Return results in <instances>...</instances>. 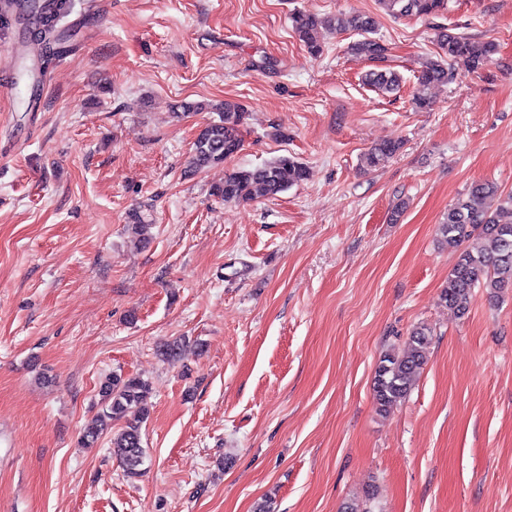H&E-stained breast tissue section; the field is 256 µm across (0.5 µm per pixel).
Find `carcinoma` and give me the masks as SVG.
Here are the masks:
<instances>
[{
	"mask_svg": "<svg viewBox=\"0 0 512 512\" xmlns=\"http://www.w3.org/2000/svg\"><path fill=\"white\" fill-rule=\"evenodd\" d=\"M379 3L394 17L431 16L448 9V0H379ZM29 8L43 16L34 42L47 63L54 55L55 22L67 13L69 0H57V9L50 17L44 16L45 7L36 0ZM291 22L299 40L313 55L323 51L321 30L324 27L358 35L351 50L373 63V68L365 74L366 84L382 92H392L399 86V76L389 64L388 48L375 37L372 16L338 13L322 20L298 12L291 16ZM437 45L443 56L426 63L413 94L414 104L420 109L430 107L429 88L453 80L459 68L469 72L482 69L497 53L493 41L476 42L445 28L438 30ZM193 112H215L217 118L199 129L188 160L189 171H201L234 156L242 143L241 130L246 120L243 105L231 100L220 105L184 101L177 106L174 117L180 119ZM399 150L397 142L379 144L364 154V167L376 168ZM306 177L305 166L282 156L256 168L229 173L223 182L213 186L212 195L224 202L238 203L270 199ZM492 198L498 199L494 209L488 203ZM150 229L151 225L138 212L131 215V223L126 225L127 232L138 244L149 242ZM436 233L438 242L456 253L442 300L458 318L468 315L474 289H484L492 299L503 289L512 288V193H503L494 181L472 183L467 192L448 207ZM430 340L431 330L419 327L410 333L400 349L388 351L379 358L373 386L378 412L387 411L409 395L427 363ZM183 347L184 341L176 338L161 346L159 355L173 363L179 359ZM149 390V383L139 377L118 372L107 375L99 385L100 410L82 434V442L90 445L111 430L112 425H120L110 439L111 451L130 478L142 474L147 458L142 427L149 418V410L144 405Z\"/></svg>",
	"mask_w": 512,
	"mask_h": 512,
	"instance_id": "carcinoma-1",
	"label": "carcinoma"
}]
</instances>
